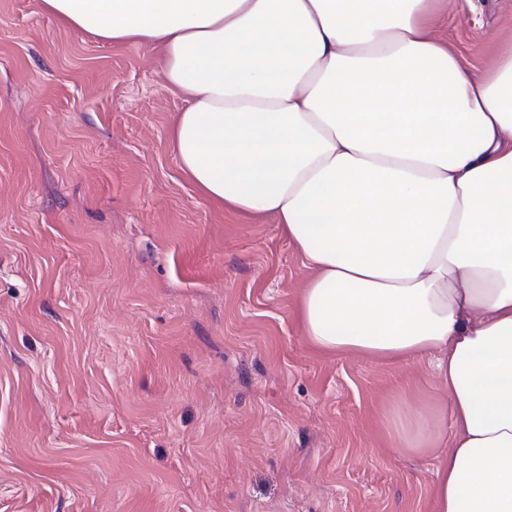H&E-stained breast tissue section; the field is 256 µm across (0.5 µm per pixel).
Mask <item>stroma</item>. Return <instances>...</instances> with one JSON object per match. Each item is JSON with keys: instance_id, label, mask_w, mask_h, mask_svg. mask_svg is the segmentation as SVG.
<instances>
[{"instance_id": "obj_1", "label": "stroma", "mask_w": 512, "mask_h": 512, "mask_svg": "<svg viewBox=\"0 0 512 512\" xmlns=\"http://www.w3.org/2000/svg\"><path fill=\"white\" fill-rule=\"evenodd\" d=\"M437 31L486 68L512 0ZM184 106L157 48L0 0V512H430L387 415L442 401L432 356L311 346L310 270L182 172Z\"/></svg>"}]
</instances>
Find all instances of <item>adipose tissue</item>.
<instances>
[{"label":"adipose tissue","instance_id":"obj_1","mask_svg":"<svg viewBox=\"0 0 512 512\" xmlns=\"http://www.w3.org/2000/svg\"><path fill=\"white\" fill-rule=\"evenodd\" d=\"M41 2L160 48L183 173L280 224L317 350L432 355L444 401L389 421L398 453L448 446L433 512H512V42L466 69L437 0Z\"/></svg>","mask_w":512,"mask_h":512}]
</instances>
